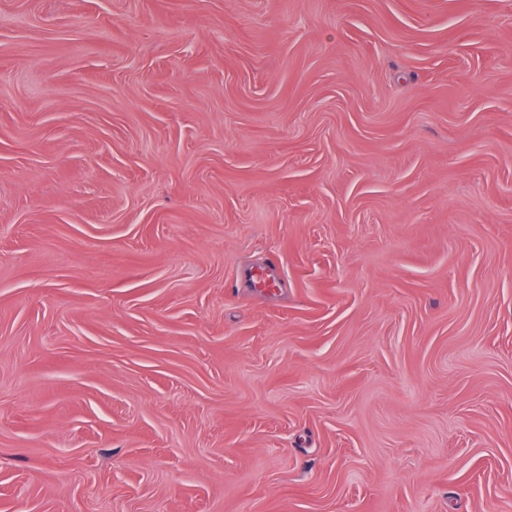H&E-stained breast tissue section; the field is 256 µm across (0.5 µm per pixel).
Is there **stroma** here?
I'll return each mask as SVG.
<instances>
[{"label":"stroma","mask_w":512,"mask_h":512,"mask_svg":"<svg viewBox=\"0 0 512 512\" xmlns=\"http://www.w3.org/2000/svg\"><path fill=\"white\" fill-rule=\"evenodd\" d=\"M0 512H512V0H0Z\"/></svg>","instance_id":"35a3bbf8"}]
</instances>
